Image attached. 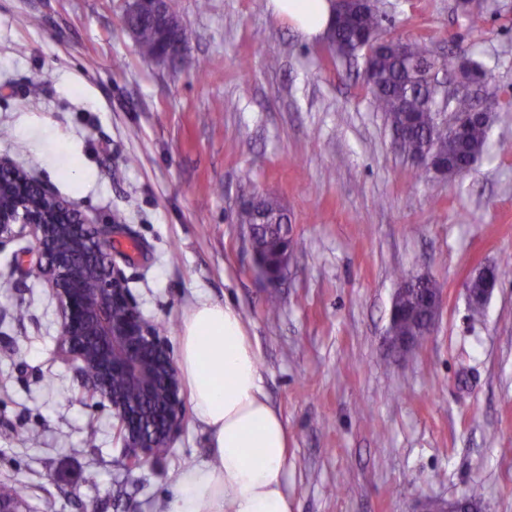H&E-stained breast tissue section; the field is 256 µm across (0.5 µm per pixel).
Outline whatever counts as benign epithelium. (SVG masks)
I'll return each mask as SVG.
<instances>
[{"label": "benign epithelium", "mask_w": 512, "mask_h": 512, "mask_svg": "<svg viewBox=\"0 0 512 512\" xmlns=\"http://www.w3.org/2000/svg\"><path fill=\"white\" fill-rule=\"evenodd\" d=\"M163 0H130L126 16H153L162 29L174 24L163 13ZM185 42L165 40L155 60L169 64L183 54ZM359 41L332 47L336 56L351 60L363 53ZM487 82V73L462 55L442 96L453 95ZM487 107L461 116L448 127V139L462 134L470 122L490 123ZM34 240L33 253L41 278L56 302L62 355L79 362L83 387L108 403L117 421L122 458L127 470L165 456L183 431L185 395L182 379L167 338L155 332L132 300L120 270L112 262L118 224H90L79 206L65 201L46 184L11 161L0 158V241L22 232ZM490 267L478 270L465 283L469 299H488L498 282L489 278ZM399 354L417 346L413 336H389ZM468 508L463 498L447 502L426 498L418 512L434 505Z\"/></svg>", "instance_id": "1"}]
</instances>
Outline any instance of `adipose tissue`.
<instances>
[{"label":"adipose tissue","instance_id":"1","mask_svg":"<svg viewBox=\"0 0 512 512\" xmlns=\"http://www.w3.org/2000/svg\"><path fill=\"white\" fill-rule=\"evenodd\" d=\"M270 8L312 40L327 33L336 3L270 0ZM178 361L192 411L211 434L214 459L181 471L168 512H292L288 428L266 395L238 311L197 299L182 325Z\"/></svg>","mask_w":512,"mask_h":512}]
</instances>
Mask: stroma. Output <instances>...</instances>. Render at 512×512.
Wrapping results in <instances>:
<instances>
[{
  "label": "stroma",
  "instance_id": "stroma-1",
  "mask_svg": "<svg viewBox=\"0 0 512 512\" xmlns=\"http://www.w3.org/2000/svg\"><path fill=\"white\" fill-rule=\"evenodd\" d=\"M475 2L478 28L455 0L376 2L388 35L488 74V150L446 178L395 149L362 60L268 0H172L188 40L169 66L140 55L125 0H0V157L90 223L120 217L112 260L171 347L199 297L240 312L288 425L293 512H416L474 486L483 512H512V274L480 319L464 292L512 261V0ZM257 193L290 220L273 290L238 220ZM31 242L0 245V493L23 512H166L177 472L211 460L210 433L187 413L166 456L125 470L111 411L59 354L49 288L13 266ZM404 275L434 279L443 303L400 358L388 326Z\"/></svg>",
  "mask_w": 512,
  "mask_h": 512
}]
</instances>
